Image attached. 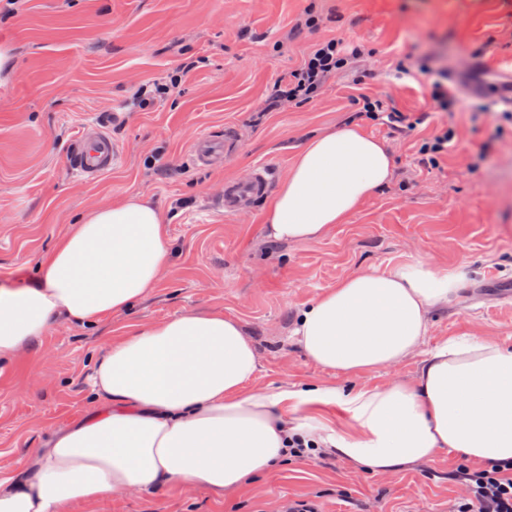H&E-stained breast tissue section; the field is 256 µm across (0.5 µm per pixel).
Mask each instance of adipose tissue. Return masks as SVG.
<instances>
[{
    "mask_svg": "<svg viewBox=\"0 0 512 512\" xmlns=\"http://www.w3.org/2000/svg\"><path fill=\"white\" fill-rule=\"evenodd\" d=\"M390 178L388 150L360 125L312 136L265 205L267 235L321 239ZM167 263L155 209L131 197L92 212L43 257L34 285L0 286V364L58 315L94 326L145 298ZM462 276L421 265L357 273L301 310L292 339L323 369L352 375L418 358L411 379L383 387L253 388L257 352L221 313L128 331L94 365L97 412L55 431L20 477H0V512H70L124 489L236 492L286 459L293 436L377 474L444 453L511 466L512 344L425 345L433 309Z\"/></svg>",
    "mask_w": 512,
    "mask_h": 512,
    "instance_id": "1",
    "label": "adipose tissue"
}]
</instances>
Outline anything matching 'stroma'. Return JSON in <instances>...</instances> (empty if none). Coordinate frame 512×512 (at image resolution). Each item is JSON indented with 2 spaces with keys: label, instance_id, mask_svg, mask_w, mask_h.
<instances>
[{
  "label": "stroma",
  "instance_id": "1",
  "mask_svg": "<svg viewBox=\"0 0 512 512\" xmlns=\"http://www.w3.org/2000/svg\"><path fill=\"white\" fill-rule=\"evenodd\" d=\"M307 12L318 26L292 35ZM334 36L360 48L351 68L312 101L264 111L308 48ZM407 55L446 71L475 58L512 70V0H28L0 18V284L32 285L72 225L131 196L159 212L170 246L148 297L94 327L58 317L19 361L0 365V477L19 474L32 449L92 411L93 365L114 337L187 312L239 321L259 357L253 386H382L410 379L417 361L355 376L323 370L291 340L299 311L352 273L460 266L465 277L435 310L428 345L512 343V306L492 307L489 289L512 282V128L488 94L466 97V112L428 111L429 81L394 75ZM187 60L197 67L180 93L140 106L137 86ZM365 96L425 119L395 132L360 112ZM96 121L122 162L85 182L66 150ZM350 121L386 146L392 177L325 238L269 239L260 200L233 218L209 210L225 181L259 164L284 180L308 138ZM446 122L457 132L447 160L421 164L420 143ZM207 134L225 137L223 166L191 161L194 138ZM457 468L443 456L373 474L315 454L224 499L204 488L127 489L72 512H278L289 499L322 512H453Z\"/></svg>",
  "mask_w": 512,
  "mask_h": 512
}]
</instances>
